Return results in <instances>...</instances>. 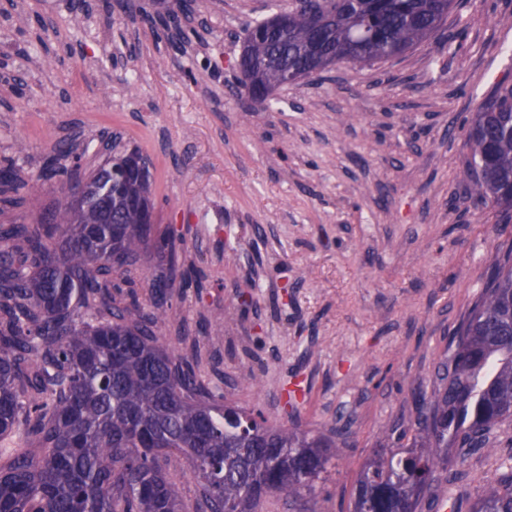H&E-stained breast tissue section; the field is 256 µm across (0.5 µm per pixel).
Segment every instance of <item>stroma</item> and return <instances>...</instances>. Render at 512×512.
Returning a JSON list of instances; mask_svg holds the SVG:
<instances>
[{
	"label": "stroma",
	"mask_w": 512,
	"mask_h": 512,
	"mask_svg": "<svg viewBox=\"0 0 512 512\" xmlns=\"http://www.w3.org/2000/svg\"><path fill=\"white\" fill-rule=\"evenodd\" d=\"M289 0H0V164L47 211L105 137L150 161L159 232L184 239L161 344L197 340L225 402L270 424H348L316 484L350 512L383 430L432 391L448 340L490 278L501 238L466 176L479 102L512 83V0H455L405 54L340 63L257 103L236 93L247 24Z\"/></svg>",
	"instance_id": "1"
}]
</instances>
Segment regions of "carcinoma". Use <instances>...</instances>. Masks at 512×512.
I'll return each instance as SVG.
<instances>
[{
    "mask_svg": "<svg viewBox=\"0 0 512 512\" xmlns=\"http://www.w3.org/2000/svg\"><path fill=\"white\" fill-rule=\"evenodd\" d=\"M329 21L316 31L288 11L285 33L270 20L244 44L278 70L308 68L313 52L339 63L404 53L447 21L454 0H323ZM468 175L480 197L512 223V86L498 85L469 124ZM112 154L87 177V223H70L68 195L54 211L0 224V512H184L166 467L187 457L197 481L196 512H257L278 492L295 512L310 503L348 430L268 424L263 413L222 402L190 361L159 343L163 305L177 271L178 245L156 238L112 182ZM22 182L0 166V210L21 204ZM167 256V280L153 285L156 308L126 300L112 275L151 250ZM428 402L382 434L362 464L351 512H423L448 486L450 512L460 467L478 454L492 475L467 512H512V238L448 343Z\"/></svg>",
    "mask_w": 512,
    "mask_h": 512,
    "instance_id": "obj_1",
    "label": "carcinoma"
}]
</instances>
